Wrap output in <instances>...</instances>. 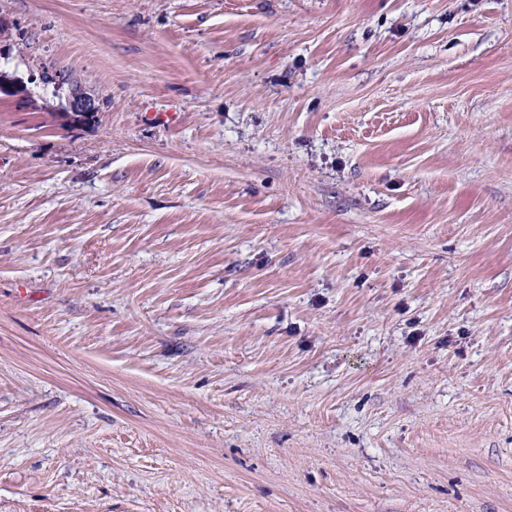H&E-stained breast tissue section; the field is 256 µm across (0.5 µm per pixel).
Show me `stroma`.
Masks as SVG:
<instances>
[{
  "label": "stroma",
  "mask_w": 512,
  "mask_h": 512,
  "mask_svg": "<svg viewBox=\"0 0 512 512\" xmlns=\"http://www.w3.org/2000/svg\"><path fill=\"white\" fill-rule=\"evenodd\" d=\"M0 52V512H512V0H0ZM67 93L65 96V102L61 106L59 112H62L60 118L64 122L74 123L79 119L83 118L85 115L93 114L97 112L98 108L95 104V101L90 96L84 94L81 88L74 84L71 77H68L67 81ZM96 114L87 116L85 120L80 121L75 124H65L63 126H77L81 124H87L95 121ZM76 128V127H73Z\"/></svg>",
  "instance_id": "35a3bbf8"
}]
</instances>
